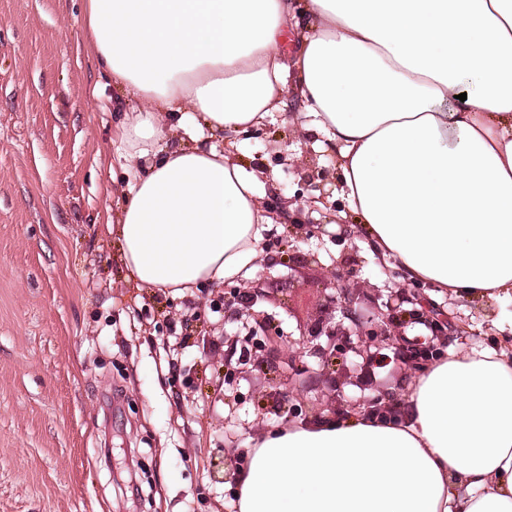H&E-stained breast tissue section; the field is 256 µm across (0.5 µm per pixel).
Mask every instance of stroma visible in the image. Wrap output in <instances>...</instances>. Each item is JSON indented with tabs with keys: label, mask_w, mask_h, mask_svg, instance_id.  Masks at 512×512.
Returning a JSON list of instances; mask_svg holds the SVG:
<instances>
[{
	"label": "stroma",
	"mask_w": 512,
	"mask_h": 512,
	"mask_svg": "<svg viewBox=\"0 0 512 512\" xmlns=\"http://www.w3.org/2000/svg\"><path fill=\"white\" fill-rule=\"evenodd\" d=\"M81 0H0V512H235L242 460L275 415L263 374L235 378L237 322L215 304L239 288L140 290L124 280L101 220L117 206L112 176L114 85L84 49ZM99 87L96 104L86 93ZM241 137L233 154L260 175L270 207L328 189L315 220L346 214L329 148L293 132L301 110ZM259 248L288 303L257 309L285 334L317 316L320 272L294 263V241L273 225ZM471 343L512 303L454 299Z\"/></svg>",
	"instance_id": "35a3bbf8"
}]
</instances>
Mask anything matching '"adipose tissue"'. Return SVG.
Masks as SVG:
<instances>
[{
	"label": "adipose tissue",
	"instance_id": "ef3b65f1",
	"mask_svg": "<svg viewBox=\"0 0 512 512\" xmlns=\"http://www.w3.org/2000/svg\"><path fill=\"white\" fill-rule=\"evenodd\" d=\"M132 178L102 229L135 287L247 276L277 218L228 146L300 100L404 282L512 302V0H83ZM301 30L293 54L287 32ZM399 423L260 432L238 512H512V322L412 377Z\"/></svg>",
	"mask_w": 512,
	"mask_h": 512
}]
</instances>
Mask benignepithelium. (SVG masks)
Returning a JSON list of instances; mask_svg holds the SVG:
<instances>
[{"label":"benign epithelium","instance_id":"benign-epithelium-1","mask_svg":"<svg viewBox=\"0 0 512 512\" xmlns=\"http://www.w3.org/2000/svg\"><path fill=\"white\" fill-rule=\"evenodd\" d=\"M288 228L298 242L329 234L326 225L321 223H296L288 225ZM334 237L341 244L351 241V251L342 253L330 268L321 263L318 251H296L300 264L321 270L317 305L322 316L304 324L299 329L298 339L277 329L268 332V355L265 360L253 364L255 368L264 366L268 371V389L264 397L269 400L270 407L277 409L282 402L297 395L302 397L305 417L311 419L323 417L331 404L334 409L349 413L373 403H385L394 396L402 383L400 377L374 386V393L370 395L362 391L348 396L344 385L359 383L361 371L369 370L370 362L381 345L394 343L405 324L422 325L428 335L440 343L454 337L464 341L471 335L466 324L458 321L457 316L447 309V304L433 300L422 288L393 282V271L373 244L370 249L375 264L384 270L387 279L381 285L359 280L358 273L367 260L359 255V248L352 240L361 237V231L353 230L349 224H340ZM265 282L266 279L260 277L247 283L245 289L236 294L237 306L232 310V316L241 322V328L250 332L257 328L267 329L264 315L255 311L254 306L262 301H274L278 296L285 301L293 289L290 282L271 292L264 287ZM309 347L320 359L317 370L301 361ZM345 349L352 353L354 371V376L346 382L336 379L332 371L336 353ZM322 386L330 391L327 402L319 398L307 400L308 393Z\"/></svg>","mask_w":512,"mask_h":512}]
</instances>
